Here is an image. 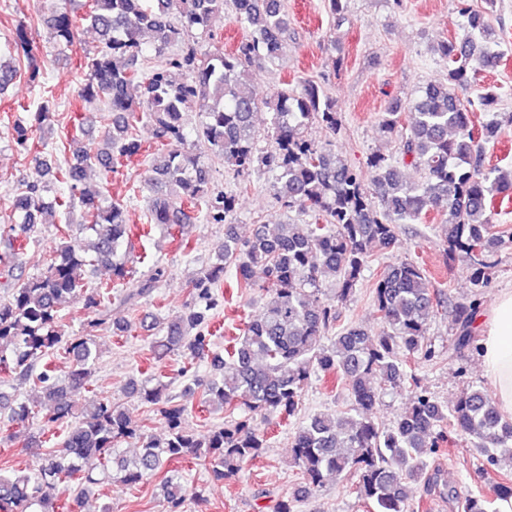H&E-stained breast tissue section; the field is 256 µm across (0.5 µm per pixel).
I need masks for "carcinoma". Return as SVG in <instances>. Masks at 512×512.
<instances>
[{"instance_id": "1", "label": "carcinoma", "mask_w": 512, "mask_h": 512, "mask_svg": "<svg viewBox=\"0 0 512 512\" xmlns=\"http://www.w3.org/2000/svg\"><path fill=\"white\" fill-rule=\"evenodd\" d=\"M89 2L85 20L104 41V50L87 58L81 96L112 112V129L94 150L70 138L72 159L53 173L70 190L58 206L78 201L85 222L75 225L70 243L36 276L14 277L15 256L0 254V278L11 286L9 299L0 302V370L37 392L16 406L0 392V410H9L6 427L13 428L8 438L23 436L26 450L42 447V434L30 431L36 408L47 409L51 422L72 418L74 423L52 449L36 454L29 471L0 473V512H79L101 479L136 484L178 458H203L214 480L231 478L266 448L265 434L251 424L253 416H295L304 388L322 374L346 383L352 411L315 414L297 427L293 461L313 487L328 475L338 480L355 476L356 490L374 512H412L422 489L452 498L455 491L427 469L447 428L471 436L489 465L499 468L506 459L512 468V421L503 418L483 389L463 392L450 408L417 392L388 429L370 416L385 391L416 385L407 372L412 360L432 357L426 333L440 299L427 287L422 267L397 261L384 269L374 287L381 331L372 334L353 324L336 329L338 307L372 258L395 246L398 225L415 224L431 211L443 216L448 256L472 261L474 285L484 286L486 257L502 244L494 231L495 200L512 197V168L484 160L485 146L497 142L501 130L500 95L478 84L480 73L501 60L498 35L484 12L463 10L471 37L437 45L448 63V82L429 84L410 101L413 120L401 133L402 164L419 172L420 180L408 179L399 166L374 156L368 160L374 176L367 187L357 169L309 136L314 124L332 132L339 124L333 100L320 86L303 83L264 100L257 97L250 64L255 59L273 63L281 55L288 30L282 0H233L234 22L246 32L234 53L188 46L149 73L136 68L143 44L163 55L185 35L209 29L224 15V0ZM40 20L55 42L75 43L77 20L66 8ZM14 46L28 70L38 72L40 62L22 24L15 29ZM474 91L488 114L478 126L469 109ZM262 106L271 114L272 145L265 150L258 146L254 125ZM400 108L397 104L382 117L384 132L398 131ZM194 111L200 120L189 147L169 153L158 149L149 158L150 223L165 227L174 239L173 227L191 223L197 212L210 224L224 225V244L218 249L220 264L201 270L191 282L194 305L165 323L153 359L175 350L204 354L209 312L224 297L225 268H234L238 288L255 287L253 269L262 268L266 300L262 314L236 337L229 360L214 357L224 372L198 381L206 402L239 418L197 436L183 426L187 407L171 404L166 384L151 376L133 390L159 406L167 434L157 438L137 432L131 416L109 400L74 408L70 394L90 382L98 359L91 337L67 341L74 364L63 375L43 359L63 341L60 305L81 303L104 313L103 294L82 285L84 268L109 266L113 282L123 287L116 296L121 305L150 296L165 275V268L156 265L136 278L127 262L117 260L123 245L131 244L127 207L109 198L106 184L85 181L86 168L95 163L110 172L120 159L140 155L136 129L144 121L155 127L158 138L186 142L185 117ZM209 155L238 175L255 169L271 173L270 189L282 207L312 213L319 222L277 224L272 232L240 239L233 231L234 199L211 190V167L204 160ZM12 211L20 232L31 234L47 223L52 207L33 184L14 193ZM329 280L340 284L332 295L323 289ZM476 313L475 302L457 309L455 349L474 346L469 327ZM129 439L136 440L135 456L114 458L116 448ZM113 458L114 469L109 466ZM161 489L169 512H180L186 490L178 477H165Z\"/></svg>"}]
</instances>
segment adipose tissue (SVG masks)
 Masks as SVG:
<instances>
[{"instance_id": "obj_1", "label": "adipose tissue", "mask_w": 512, "mask_h": 512, "mask_svg": "<svg viewBox=\"0 0 512 512\" xmlns=\"http://www.w3.org/2000/svg\"><path fill=\"white\" fill-rule=\"evenodd\" d=\"M480 366L502 414L512 417V291H503L479 318Z\"/></svg>"}]
</instances>
